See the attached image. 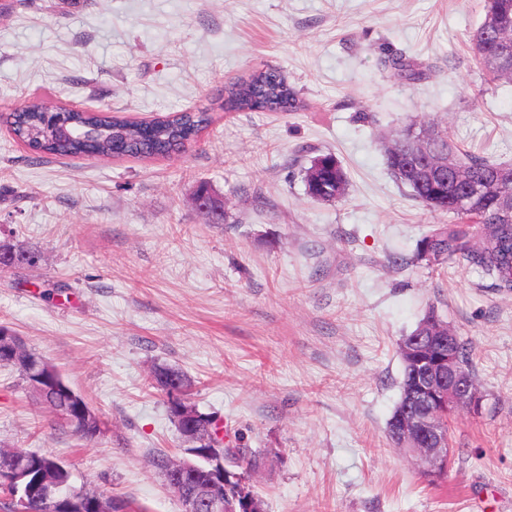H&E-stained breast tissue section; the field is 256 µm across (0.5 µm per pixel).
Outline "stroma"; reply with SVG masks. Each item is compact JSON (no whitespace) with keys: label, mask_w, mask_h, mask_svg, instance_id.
Returning a JSON list of instances; mask_svg holds the SVG:
<instances>
[{"label":"stroma","mask_w":512,"mask_h":512,"mask_svg":"<svg viewBox=\"0 0 512 512\" xmlns=\"http://www.w3.org/2000/svg\"><path fill=\"white\" fill-rule=\"evenodd\" d=\"M483 0H0V242L36 266L0 273V326L97 414L86 441L0 367V447L70 465L75 489L181 512L151 466L182 457L158 365L260 455L266 512H512V291L415 258L447 215L389 174L395 132L430 117L461 148L512 162V80L470 36ZM411 62L418 79L392 62ZM280 71L287 112H228L234 82ZM49 92L136 120L208 110L162 157H40L9 115ZM330 154L344 195L312 199ZM224 201L210 223L199 185ZM468 342L482 412L450 421L447 477L387 438L398 342L428 307ZM320 161L323 164V167L319 170L318 176L313 177L312 179L309 178L308 172L313 168V165L308 169L306 174V186H307V193L311 198H314L316 200H322V201H332L339 197H341L345 191V186L347 183L346 175L340 166V164L336 161L335 158L331 156H324L321 158H317L315 161ZM331 165L334 166V170L332 172H329V177L326 178L325 184L327 185L328 189H333L332 181L336 180V197H334L329 192L321 193L317 191V184L319 179L324 178L322 173H324V167Z\"/></svg>","instance_id":"obj_1"}]
</instances>
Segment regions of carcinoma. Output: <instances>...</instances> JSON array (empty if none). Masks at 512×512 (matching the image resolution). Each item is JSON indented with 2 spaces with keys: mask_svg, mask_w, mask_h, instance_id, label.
Instances as JSON below:
<instances>
[{
  "mask_svg": "<svg viewBox=\"0 0 512 512\" xmlns=\"http://www.w3.org/2000/svg\"><path fill=\"white\" fill-rule=\"evenodd\" d=\"M512 25V0H485L484 18L473 34L472 49L481 64L493 77L500 74L494 67L495 49L488 36L489 29L497 24ZM59 104L53 97L34 96L20 110L12 114L11 130L16 140L25 146L37 149L41 154L54 156L111 157H157L178 149L184 142L195 140L205 130L211 116L206 111L179 112L159 117L149 123L117 118L105 111L89 112L77 110L70 120L77 127L94 126L98 138L91 141L73 137L47 141L42 136L44 110ZM292 89L277 71H261L251 79L236 82L226 91L224 106L229 111H281L294 108ZM425 128L436 132L435 149L448 155V163L463 169L471 179L480 183L485 192L479 206L469 211L456 209L451 203L448 184L425 179L417 183L405 176L404 169L415 166L411 156V138ZM323 166L331 165L325 184L336 188V194L317 191L319 175L306 178L307 193L316 200L332 201L341 197L347 183L346 175L331 156L319 158ZM387 168L395 181L410 189L412 196L433 212L448 215V223L439 224L426 234L417 247V259L435 270L444 268L449 262H463L477 268L484 277L499 288L512 290V223H498L496 205L503 192L512 193V165L500 163L489 157L464 153L448 136V128L435 121H422L409 125L394 135L393 145L388 150ZM482 226L484 237L480 245L472 242L471 228ZM31 485L47 488L57 494L58 512L90 510L99 497L94 491H72L69 489L72 473L67 466L47 453H34Z\"/></svg>",
  "mask_w": 512,
  "mask_h": 512,
  "instance_id": "carcinoma-1",
  "label": "carcinoma"
}]
</instances>
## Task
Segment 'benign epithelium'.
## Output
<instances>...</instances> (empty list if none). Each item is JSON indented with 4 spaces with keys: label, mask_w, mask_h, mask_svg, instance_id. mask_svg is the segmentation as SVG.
Instances as JSON below:
<instances>
[{
    "label": "benign epithelium",
    "mask_w": 512,
    "mask_h": 512,
    "mask_svg": "<svg viewBox=\"0 0 512 512\" xmlns=\"http://www.w3.org/2000/svg\"><path fill=\"white\" fill-rule=\"evenodd\" d=\"M417 153L427 159L425 171L436 177L448 171V159L432 157L424 142L417 144ZM454 184L460 188L455 198L458 206H473L480 195V188L471 183L465 172H452ZM459 336L443 325L431 336H416L410 350L423 357L421 372L416 375L404 413L395 423V432L401 447L407 450L422 469L433 476L449 470L451 451L448 431L439 419L442 410L453 413L461 409L472 412L481 410V397L473 378L468 375L458 359L456 344ZM23 349L17 336L0 335V360L11 362ZM37 372L29 377L28 388L35 395L46 390L43 381L56 370L42 359L34 363ZM171 394L173 407L178 412V426L182 439L188 443L184 459H170L163 478L167 485L181 497L183 512H196L203 507L206 512H265L262 500L250 496L243 500L241 510L228 509L224 503V489L229 474L225 471L224 453L217 449L212 433H204L198 426L197 408L182 396V389L171 375L161 376Z\"/></svg>",
    "instance_id": "obj_1"
}]
</instances>
